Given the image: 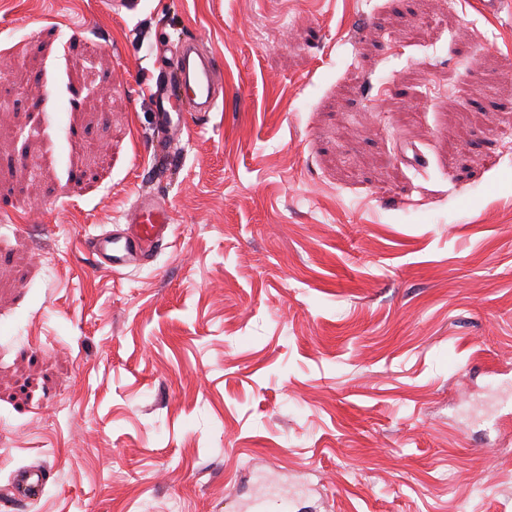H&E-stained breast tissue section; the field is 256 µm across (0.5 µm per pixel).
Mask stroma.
<instances>
[{
	"label": "stroma",
	"instance_id": "stroma-1",
	"mask_svg": "<svg viewBox=\"0 0 512 512\" xmlns=\"http://www.w3.org/2000/svg\"><path fill=\"white\" fill-rule=\"evenodd\" d=\"M476 2L0 0V512H512V10ZM168 41L224 97L159 167ZM144 189L167 245L97 271ZM47 482V474L43 469L19 470L13 480V499L27 502L37 499Z\"/></svg>",
	"mask_w": 512,
	"mask_h": 512
}]
</instances>
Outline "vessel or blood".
I'll return each mask as SVG.
<instances>
[{
    "label": "vessel or blood",
    "instance_id": "b4317fda",
    "mask_svg": "<svg viewBox=\"0 0 512 512\" xmlns=\"http://www.w3.org/2000/svg\"><path fill=\"white\" fill-rule=\"evenodd\" d=\"M219 75L214 56L194 44L183 42L172 48L169 68L150 88L163 137L180 135L193 116L214 110L222 88ZM123 220V229L90 239L97 268L118 272L142 265L166 245L172 229L170 207L150 193L139 194ZM46 482L45 470H19L13 480L14 500L37 499Z\"/></svg>",
    "mask_w": 512,
    "mask_h": 512
}]
</instances>
